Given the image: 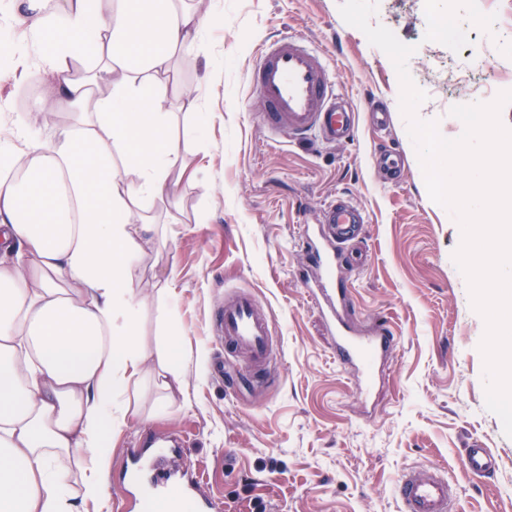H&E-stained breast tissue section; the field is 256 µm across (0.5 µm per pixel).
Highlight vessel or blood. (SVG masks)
I'll use <instances>...</instances> for the list:
<instances>
[{
    "label": "vessel or blood",
    "mask_w": 512,
    "mask_h": 512,
    "mask_svg": "<svg viewBox=\"0 0 512 512\" xmlns=\"http://www.w3.org/2000/svg\"><path fill=\"white\" fill-rule=\"evenodd\" d=\"M249 82L262 103L261 124L273 134L293 139L317 136L335 145L348 139L355 113L332 86L324 50L297 36L283 35L264 43L249 72ZM364 216L350 201L329 202L321 220L303 222L300 241L305 265L313 272L303 285L312 303L325 316L335 338L337 361L354 368L364 387H371L376 363L392 348L394 336L384 326L373 335H354L344 317L347 291L340 284L346 251L359 235ZM212 329L229 358H245L256 370L268 368L274 357V319L252 293L228 292L213 314ZM171 447L132 448L128 486L130 494L148 512H215L217 505L201 497L194 475L182 471ZM464 466L478 476L495 471L488 449H466ZM402 512H452L448 480L439 470L403 473L395 484Z\"/></svg>",
    "instance_id": "obj_1"
}]
</instances>
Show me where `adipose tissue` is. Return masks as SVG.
<instances>
[{"label":"adipose tissue","mask_w":512,"mask_h":512,"mask_svg":"<svg viewBox=\"0 0 512 512\" xmlns=\"http://www.w3.org/2000/svg\"><path fill=\"white\" fill-rule=\"evenodd\" d=\"M10 19L47 39L51 95L0 130V512H83L109 500L130 384L151 363L160 404L181 387L178 336L151 352L137 337L142 210L199 170L171 132L173 100L200 95L174 59L207 55L220 17L213 0H10ZM64 109L80 125L41 135Z\"/></svg>","instance_id":"obj_1"}]
</instances>
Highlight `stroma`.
I'll use <instances>...</instances> for the list:
<instances>
[{"instance_id":"35a3bbf8","label":"stroma","mask_w":512,"mask_h":512,"mask_svg":"<svg viewBox=\"0 0 512 512\" xmlns=\"http://www.w3.org/2000/svg\"><path fill=\"white\" fill-rule=\"evenodd\" d=\"M339 4L217 0L224 22L207 34L209 57L175 58L182 82L200 90L198 113L207 124L198 136L197 113L177 114L174 129L196 152L200 171L182 183L176 208L157 213L159 233L144 246L138 337L154 349L174 323L183 389L155 418L153 381L127 391L139 416L114 442L110 512H129L127 451L152 437L184 440L182 468L201 474L205 491L229 512H253L258 502L267 512H399L395 482L421 465L447 474L455 512H512V438L486 407L485 322L453 260L459 223L428 196L391 60L345 23ZM371 22L414 46L407 68L428 95L417 115L437 121L445 138L464 132L449 113L453 105L489 103L512 90V54L496 38L512 33V0H378ZM279 34L326 49L336 92L358 115L347 142L299 143L262 127L248 73L259 45ZM22 85L37 95L48 87L35 66L0 81V126L17 120ZM373 108L388 112L389 131L371 125ZM382 150L396 155L400 184L374 170ZM335 195L352 199L366 219L358 262L344 274L348 319L361 335L387 320L397 338L366 398L355 372L336 363L326 324L296 279L299 220H316ZM202 211L204 224L196 221ZM156 273L174 274L173 296L152 288ZM237 289L271 310L275 358L268 371L248 375L244 390L230 392L225 377L240 363L225 360L210 314ZM475 442L497 459L489 476L463 466V450Z\"/></svg>"}]
</instances>
